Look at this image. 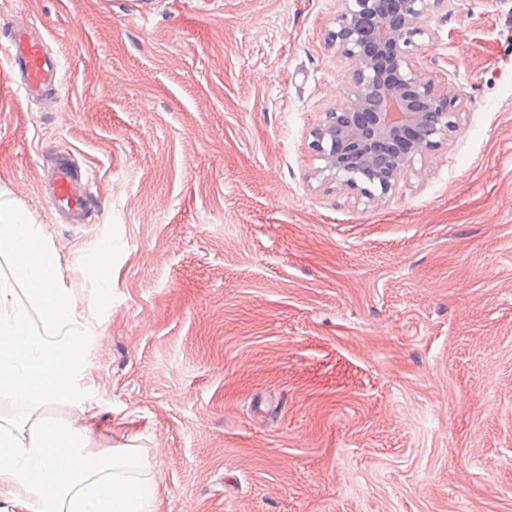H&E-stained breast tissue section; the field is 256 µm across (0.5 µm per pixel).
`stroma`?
Masks as SVG:
<instances>
[{"instance_id": "obj_1", "label": "stroma", "mask_w": 512, "mask_h": 512, "mask_svg": "<svg viewBox=\"0 0 512 512\" xmlns=\"http://www.w3.org/2000/svg\"><path fill=\"white\" fill-rule=\"evenodd\" d=\"M21 9L61 109L0 61V204L55 253L96 443L139 450L153 512H512V0L426 15L462 121L374 202L308 147L347 94L338 0H0V24ZM52 149L93 175L89 224L41 196Z\"/></svg>"}]
</instances>
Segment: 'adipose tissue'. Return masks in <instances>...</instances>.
<instances>
[{"mask_svg": "<svg viewBox=\"0 0 512 512\" xmlns=\"http://www.w3.org/2000/svg\"><path fill=\"white\" fill-rule=\"evenodd\" d=\"M0 256L10 278L0 281V396H22L26 415L0 418V492L13 512H152L155 484L131 448L94 444L93 416L75 401L85 332L80 314L57 274L56 258L40 227L0 206ZM28 306L13 303L15 286ZM41 324H34L30 309ZM75 402L64 425L36 418L43 405Z\"/></svg>", "mask_w": 512, "mask_h": 512, "instance_id": "ef3b65f1", "label": "adipose tissue"}]
</instances>
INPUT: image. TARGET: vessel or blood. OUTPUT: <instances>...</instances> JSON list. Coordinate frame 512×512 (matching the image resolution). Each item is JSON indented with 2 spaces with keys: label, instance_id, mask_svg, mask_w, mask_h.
<instances>
[{
  "label": "vessel or blood",
  "instance_id": "1",
  "mask_svg": "<svg viewBox=\"0 0 512 512\" xmlns=\"http://www.w3.org/2000/svg\"><path fill=\"white\" fill-rule=\"evenodd\" d=\"M0 59L7 63V80L14 92L29 102L55 97L62 83L58 57L26 15H16L0 32ZM42 197L62 223H89L95 202L89 179L83 178L74 156L53 153L42 181Z\"/></svg>",
  "mask_w": 512,
  "mask_h": 512
}]
</instances>
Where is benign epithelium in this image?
Segmentation results:
<instances>
[{"instance_id": "7a95c632", "label": "benign epithelium", "mask_w": 512, "mask_h": 512, "mask_svg": "<svg viewBox=\"0 0 512 512\" xmlns=\"http://www.w3.org/2000/svg\"><path fill=\"white\" fill-rule=\"evenodd\" d=\"M326 43L346 62V101L323 113L309 148L340 190L369 201L392 194L415 159H435L462 105L413 52L433 39L422 18L444 0H339Z\"/></svg>"}]
</instances>
